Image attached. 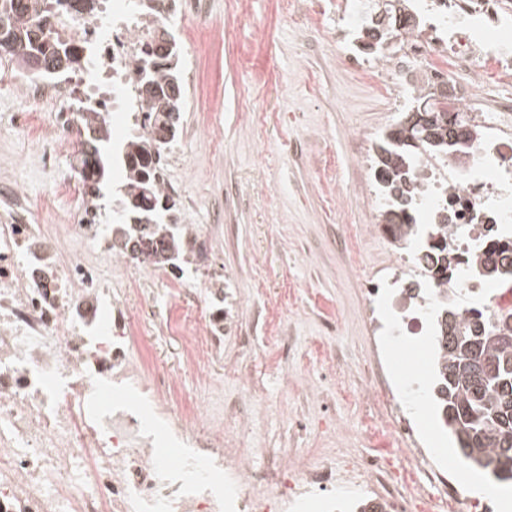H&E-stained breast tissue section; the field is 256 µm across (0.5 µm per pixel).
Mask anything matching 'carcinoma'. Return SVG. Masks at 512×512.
Segmentation results:
<instances>
[{
    "mask_svg": "<svg viewBox=\"0 0 512 512\" xmlns=\"http://www.w3.org/2000/svg\"><path fill=\"white\" fill-rule=\"evenodd\" d=\"M38 0H0V38L12 36L28 52L58 66L61 59L73 64L80 56L53 38L47 42L38 34ZM178 53L172 50L158 57H147L141 65L142 83L160 87L175 85L184 103L185 87L177 67ZM147 111L149 131L139 133L125 146L130 176L126 193L118 199L125 223L139 224L143 217L151 219L153 231L141 239L159 242L153 257L171 262L178 258L179 227L166 221L176 207L175 201L160 190L151 163L152 153L163 144L154 137L164 113L152 100L142 99ZM469 130L466 123L440 112L434 107L418 108L403 113L399 123L376 143V180L385 199L381 213L384 233L392 246L401 247L414 236L416 199L404 186L414 173L415 156L424 152L445 158L454 152L448 136H461ZM104 139L94 137L84 143L82 162H93L99 176H104L101 152ZM460 230L447 224L434 225L431 250L436 263L428 273L437 285L446 287L454 279V268L448 262V240ZM475 260L484 265V276L494 281L512 275V236L501 234L482 256ZM435 370L432 397L438 402L445 425L457 441V451L464 462L495 477L512 483V325L503 320L488 321L478 311L466 313L460 308L442 309L437 314Z\"/></svg>",
    "mask_w": 512,
    "mask_h": 512,
    "instance_id": "obj_1",
    "label": "carcinoma"
}]
</instances>
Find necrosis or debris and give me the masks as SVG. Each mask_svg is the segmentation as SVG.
<instances>
[{"instance_id": "1", "label": "necrosis or debris", "mask_w": 512, "mask_h": 512, "mask_svg": "<svg viewBox=\"0 0 512 512\" xmlns=\"http://www.w3.org/2000/svg\"><path fill=\"white\" fill-rule=\"evenodd\" d=\"M62 0L51 21L67 48L85 59L79 72L13 75L27 102L14 122L35 144L41 168L58 170L62 155H78L95 129L143 126L140 63L161 23L192 19L206 25L204 0ZM423 22L398 51L378 57L384 82L450 89L453 107L488 127L474 103L477 80L512 79V7L506 0H417ZM417 182L431 223L462 225L458 258L489 241L491 229L512 225V136L489 134L459 162L420 155ZM94 166L60 172L38 204L17 180H0V512H304L317 502L335 512L336 487L350 471L362 474L387 512H457L468 487L423 446L405 409L408 387L391 386L376 363L366 402L384 407L382 428L407 446L398 468L388 449L346 453L344 464L310 461L300 451L255 463L243 440L251 408L233 403L224 425L215 407L188 406L179 380L133 358L139 323L153 309L132 311L114 293L103 269L118 263L139 274L156 268L199 311L180 321L184 366L202 372L224 355V343L247 347L224 314V290L198 262L160 267L122 244L130 227L104 223ZM60 212L57 224H36L34 211ZM92 246L93 258L83 254ZM476 278L447 289L431 287L429 307L482 296L483 310L512 315V287L482 292ZM232 433L239 448L224 446Z\"/></svg>"}]
</instances>
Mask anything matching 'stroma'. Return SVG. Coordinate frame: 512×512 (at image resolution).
<instances>
[{"mask_svg":"<svg viewBox=\"0 0 512 512\" xmlns=\"http://www.w3.org/2000/svg\"><path fill=\"white\" fill-rule=\"evenodd\" d=\"M297 2L287 19L280 0H208L209 27L172 32L183 70L195 75L172 176L195 202L191 223L204 229L210 272L230 293L224 310L253 339L256 386L228 371L241 355L231 342L206 377L186 372L170 321L187 304L157 276L117 266L108 276L131 303L155 306L139 357L176 374L186 394L206 389L260 406L249 439L263 458L285 446L366 455L390 445L373 429L384 409L365 411L358 397L374 352L368 291L384 284L397 253L369 220L379 198L359 145L396 123L405 98L384 90L371 67L337 65L350 0H317L315 12L310 0ZM21 105L0 67V174L36 199L54 176L37 168L14 127Z\"/></svg>","mask_w":512,"mask_h":512,"instance_id":"1","label":"stroma"}]
</instances>
